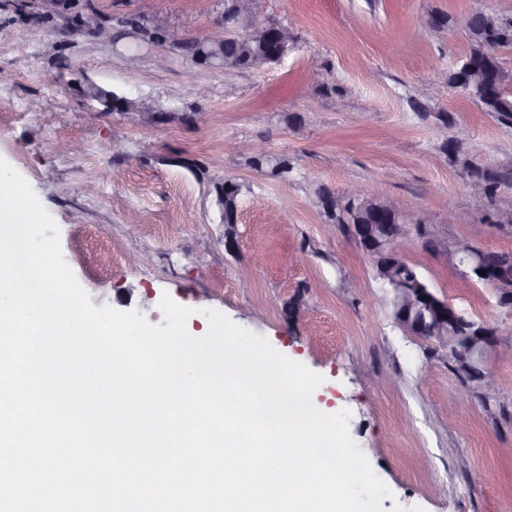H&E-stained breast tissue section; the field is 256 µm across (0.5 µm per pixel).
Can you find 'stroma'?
<instances>
[{
    "instance_id": "obj_1",
    "label": "stroma",
    "mask_w": 512,
    "mask_h": 512,
    "mask_svg": "<svg viewBox=\"0 0 512 512\" xmlns=\"http://www.w3.org/2000/svg\"><path fill=\"white\" fill-rule=\"evenodd\" d=\"M475 11L511 18L512 0H267L296 46L282 64L238 72L193 64L184 48L223 24L224 0H75L57 11L0 0V158L56 222L92 304L159 324L167 295L193 309L194 335L214 309L322 376L314 397L349 411L352 440L392 492L384 512H512V359L489 358L497 393L485 397L445 347L394 323L390 290L312 200L321 187L380 186L405 213L425 211L407 261L512 346V310L442 259L481 223L479 249L512 252V226L488 221L512 208V186L486 199L446 149L460 143L470 162L512 174V125L441 83L469 51L462 20ZM78 13L108 26L112 44L74 33ZM433 13L455 26L410 40ZM158 17L173 43L129 25ZM313 70L323 79L311 85ZM90 86L135 107L106 109ZM254 143L293 160L288 186L246 165ZM227 180L242 187L229 241Z\"/></svg>"
}]
</instances>
